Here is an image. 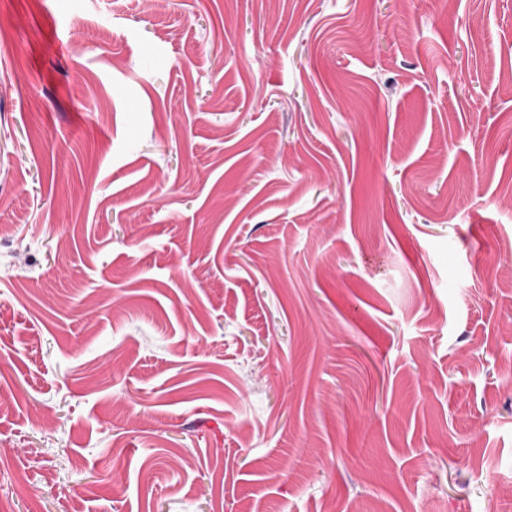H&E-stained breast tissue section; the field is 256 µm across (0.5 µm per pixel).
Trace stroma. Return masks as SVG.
I'll list each match as a JSON object with an SVG mask.
<instances>
[{
    "label": "stroma",
    "instance_id": "stroma-1",
    "mask_svg": "<svg viewBox=\"0 0 512 512\" xmlns=\"http://www.w3.org/2000/svg\"><path fill=\"white\" fill-rule=\"evenodd\" d=\"M512 0H0V512L512 507Z\"/></svg>",
    "mask_w": 512,
    "mask_h": 512
}]
</instances>
